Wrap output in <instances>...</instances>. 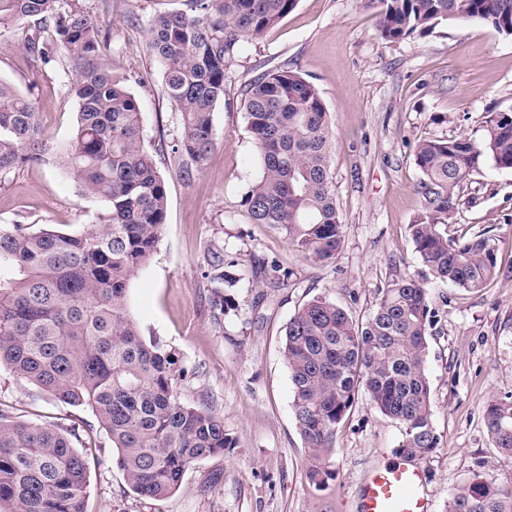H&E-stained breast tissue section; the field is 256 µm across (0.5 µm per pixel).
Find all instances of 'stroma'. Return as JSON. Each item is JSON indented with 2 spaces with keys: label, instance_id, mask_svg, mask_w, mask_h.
Returning a JSON list of instances; mask_svg holds the SVG:
<instances>
[{
  "label": "stroma",
  "instance_id": "1",
  "mask_svg": "<svg viewBox=\"0 0 512 512\" xmlns=\"http://www.w3.org/2000/svg\"><path fill=\"white\" fill-rule=\"evenodd\" d=\"M108 39L101 60L139 100L145 145L163 176L167 218L157 251L131 281L128 306L145 339L173 353L177 391L224 420V453L193 463L161 501L128 485L117 451L90 409L67 405L0 366V408L21 419L78 428L89 461L87 512H355L363 479L398 458L400 424L358 399L336 430L324 488L308 479L310 453L296 426L283 346L294 313L325 296L365 321L387 282L422 272L408 226L421 209L415 147L427 137L480 138L488 113L512 109V36L481 21L438 25L399 42L382 40L365 0H299L279 24L246 43L227 69L215 107V146L193 180L183 179L170 144L181 116L167 98L160 63L148 51V20L187 0H79ZM38 26L0 31V80L32 99L46 143L65 145L77 103L65 55L46 63L25 51ZM290 64L318 89L332 131L331 172L346 235L334 260L300 255L270 224L254 223L245 194L261 173L244 118L246 86ZM100 201L82 194L58 165L28 162L0 177V224L81 233ZM493 229L498 279L478 293L433 282L426 371L439 444L423 462L431 512H445L454 488L474 473L512 488V458L498 452L484 411L512 398V169L480 161L459 192L448 236ZM220 250L239 278L236 312L212 305L207 257ZM288 269L285 285L256 277L261 261Z\"/></svg>",
  "mask_w": 512,
  "mask_h": 512
}]
</instances>
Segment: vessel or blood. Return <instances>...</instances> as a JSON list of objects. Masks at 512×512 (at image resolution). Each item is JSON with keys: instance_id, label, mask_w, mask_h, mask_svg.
<instances>
[{"instance_id": "b4317fda", "label": "vessel or blood", "mask_w": 512, "mask_h": 512, "mask_svg": "<svg viewBox=\"0 0 512 512\" xmlns=\"http://www.w3.org/2000/svg\"><path fill=\"white\" fill-rule=\"evenodd\" d=\"M424 481L423 467L410 460L376 468L362 484L356 512H430Z\"/></svg>"}]
</instances>
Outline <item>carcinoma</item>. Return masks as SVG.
Listing matches in <instances>:
<instances>
[{
  "mask_svg": "<svg viewBox=\"0 0 512 512\" xmlns=\"http://www.w3.org/2000/svg\"><path fill=\"white\" fill-rule=\"evenodd\" d=\"M298 0H188V10L148 20V49L162 65L165 93L181 113L172 145L180 171L193 176L215 143L212 114L224 76L245 43L278 24ZM388 42L441 23L482 21L512 35V0H369ZM25 20L38 33L25 48L46 62L66 53L78 104L73 137L58 151L43 143L35 103L0 80V174L32 161L56 162L81 191L104 203L99 224L82 233L0 225V364L61 401L89 407L112 440L131 489L162 500L186 469L224 453L232 439L214 412L182 403L174 356L146 343L128 309L132 279L156 251L166 224V184L143 142L140 103L100 61L101 23L75 0H0V29ZM245 119L261 176L244 203L256 224H273L304 257H336L345 228L336 207L331 129L318 90L280 67L246 86ZM512 169V111L488 113L484 134L429 137L414 162L422 212L410 224L422 276L383 289L359 324L317 296L288 320L284 357L297 428L311 455L309 480L335 477L329 454L336 428L363 396L399 422L405 458L427 459L438 442L425 369L427 283L479 292L500 273L494 239L448 238L444 223L480 159ZM213 280L233 288L224 253H211ZM255 275L278 287L290 272L276 263ZM485 423L495 447L512 457V398L494 400ZM78 433L21 420L0 410V512H86L87 457ZM446 512H512V490L474 474L455 489Z\"/></svg>",
  "mask_w": 512,
  "mask_h": 512,
  "instance_id": "cac0c4a2",
  "label": "carcinoma"
}]
</instances>
